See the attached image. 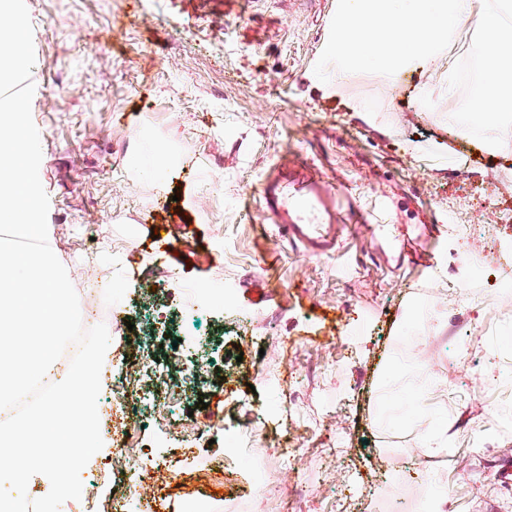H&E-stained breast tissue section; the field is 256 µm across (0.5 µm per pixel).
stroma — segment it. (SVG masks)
<instances>
[{
    "mask_svg": "<svg viewBox=\"0 0 512 512\" xmlns=\"http://www.w3.org/2000/svg\"><path fill=\"white\" fill-rule=\"evenodd\" d=\"M34 35L32 117L43 133L39 176L51 247L71 282L104 284L124 299L111 316L122 353L139 361L144 314L165 324L155 356L180 381L188 325L184 287L223 279L236 305L208 306L218 331L193 392L131 430L129 448L155 456L151 512H410L445 497V512H512V428L473 447L487 419L512 421V129L461 134L448 94L454 66L481 45L473 24L432 70L387 81L364 71L316 80L342 0H25ZM175 149L164 184L141 167ZM299 156L367 202L386 195L390 234L468 213L480 271L441 235L432 275L389 271L369 231L353 227L336 253L307 256L275 235L258 191L278 159ZM466 281L470 300L448 284ZM158 297L148 291L155 283ZM265 367L296 391L297 407L269 413L274 389H250ZM209 427L188 447L185 419ZM256 419L276 491L257 502L245 468L214 479L231 429ZM448 447L428 446L434 428ZM292 432L309 454L288 465ZM111 451L82 470L79 499L59 512H111L123 487ZM297 485L310 487L289 500Z\"/></svg>",
    "mask_w": 512,
    "mask_h": 512,
    "instance_id": "1",
    "label": "stroma"
}]
</instances>
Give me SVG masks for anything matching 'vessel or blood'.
<instances>
[{"instance_id":"1","label":"vessel or blood","mask_w":512,"mask_h":512,"mask_svg":"<svg viewBox=\"0 0 512 512\" xmlns=\"http://www.w3.org/2000/svg\"><path fill=\"white\" fill-rule=\"evenodd\" d=\"M260 195L278 234L309 255H325L340 247L351 224H379L385 203L362 207L344 186H332L312 173L305 161L274 165L264 177Z\"/></svg>"}]
</instances>
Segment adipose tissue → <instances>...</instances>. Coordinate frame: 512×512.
I'll use <instances>...</instances> for the list:
<instances>
[{"instance_id":"ef3b65f1","label":"adipose tissue","mask_w":512,"mask_h":512,"mask_svg":"<svg viewBox=\"0 0 512 512\" xmlns=\"http://www.w3.org/2000/svg\"><path fill=\"white\" fill-rule=\"evenodd\" d=\"M473 16L472 0H344L327 57L336 77L374 69L395 79L414 62L436 64L458 27ZM487 78L460 108L488 129L512 102V79L502 74L512 44V15L493 9L480 18Z\"/></svg>"}]
</instances>
